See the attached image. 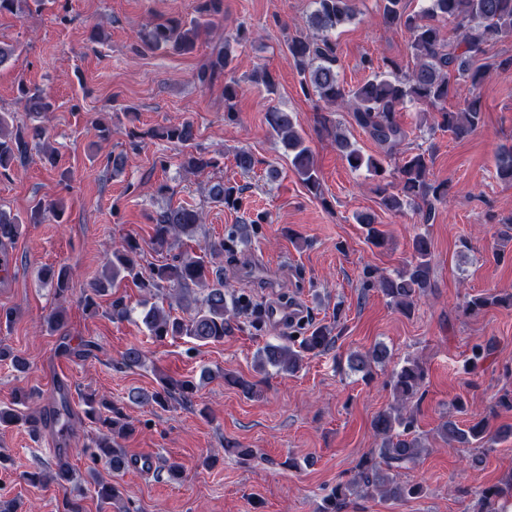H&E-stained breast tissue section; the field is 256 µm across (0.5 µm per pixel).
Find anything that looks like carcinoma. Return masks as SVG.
Returning <instances> with one entry per match:
<instances>
[{
    "label": "carcinoma",
    "instance_id": "carcinoma-1",
    "mask_svg": "<svg viewBox=\"0 0 512 512\" xmlns=\"http://www.w3.org/2000/svg\"><path fill=\"white\" fill-rule=\"evenodd\" d=\"M314 10L309 25L316 35L297 36L288 40L287 51L298 76L304 95H316L328 105H347L355 122L377 144L376 156L366 155L355 147L343 133L333 131L336 147L345 155L348 166L358 171L365 169L377 177L384 176L386 160L395 154L406 137L397 119L405 104L417 103L438 112L437 127L463 139L477 130L482 122V112L477 101L472 100L458 112L449 111L441 104L448 100L451 80L471 92L483 81L486 68L473 64V57L512 34V0H431V6L417 14L406 11L403 0H382V16L391 27L404 30L409 35V48L415 59L412 71L400 79L376 74L373 78L352 88L344 86L338 72L336 29L354 18L352 0H313ZM30 10V0H0V14L15 16ZM224 19V0H195L194 16L189 19L170 17L153 21L139 32V39L150 50H165L172 54L186 55L195 51L201 38L211 34L217 21ZM454 26L455 40L443 31L442 23ZM245 30L236 32L215 44L209 57L194 74L195 82L204 88L224 81V112L236 115L235 101L242 91L234 78L225 79L226 72L236 60L230 42H241ZM250 81L269 94L275 92L276 81L265 67L255 65ZM19 99L27 111L40 115L52 111V103L37 88L21 82ZM265 119L287 152L290 168L309 192L321 194L318 169L311 149L298 129L294 113L277 106L270 107ZM155 136L174 144L189 145L195 140L193 125L187 121L172 123ZM46 130L40 125H19L13 116L0 113V175L8 176L24 166L31 151L42 148L43 155L56 162V150L43 142ZM218 166V160L202 154H188L182 167L203 170ZM496 174L499 179L512 182V147L503 148L497 156ZM379 204L385 211L399 213L410 204L432 206L435 201L446 199L444 184L429 178L428 161L424 154L407 157L397 169V186L377 185ZM244 187L236 183H217L210 186L211 200L224 206L239 209L243 204ZM202 220V214L185 206L161 209L152 217L151 244L163 249L171 240L193 235ZM358 221L366 229L367 240L374 246L384 245L385 239L376 227L375 217L362 214ZM21 220L0 208V249L8 248L18 232ZM241 239L230 232L218 241L208 244L200 254L180 253L154 265L148 275L138 270L135 256L141 251L140 242L128 237L106 254L101 272L91 288L82 297L86 310L98 309L97 298L123 280H130L150 297L168 291L180 312L156 304L145 305L139 312L141 323L152 339L186 337L203 344L221 342L230 333L232 322L244 315L257 329L263 327L264 306L237 296L224 288V266L217 259L240 251ZM364 285L379 290L388 303L404 314L414 309L425 293L434 287L432 243L422 234L411 240L410 259L392 273L376 269L364 270ZM45 285L62 296L69 290V271L65 266L47 269L42 274ZM492 306L512 308V292L477 294L469 297L462 306L468 315H476ZM133 313L125 298L116 296L109 304L107 314L114 320H123ZM336 325L321 324L301 339L281 337L278 343H267L256 353L255 368L264 373L271 366L280 372L293 373L299 369L308 353H321L336 345ZM390 357L387 347L378 345L368 355L354 354L348 358L350 368L371 374L374 364H383ZM425 369L418 359H408L393 371L389 386L393 397L390 406L379 412L372 428L380 440L378 447L370 448L360 458L354 473L336 482L322 498L318 512H348L352 498L371 491L393 501L414 498L422 492L419 484H402L397 481L399 471L416 466L424 452L420 436L413 431L414 416L422 399L421 389ZM197 385L190 379H168L162 390L145 396L132 395L134 399L148 398L165 407L170 403L191 406L194 404ZM53 423L60 434L68 433L73 417L68 389L57 387L52 397ZM44 410H31L25 414L13 408L0 406V426L8 427L19 421L34 435L44 429ZM83 414L90 422L107 429V434L82 446L79 453L86 457L88 477L93 493L105 509L123 499L124 490L114 479L104 480L97 475V466L104 464L116 477L128 463L126 454L117 448L116 437L133 432L125 422L123 411L105 398L89 396L84 399ZM442 437L464 446L482 448L494 441L495 436L512 434V426L498 429L492 434L485 420L480 419L463 429L452 418L440 425ZM73 477L66 457L57 459L55 472L42 471L29 474L32 483L54 480L58 483ZM512 497V477L504 483L475 493L476 512H498V502Z\"/></svg>",
    "mask_w": 512,
    "mask_h": 512
}]
</instances>
